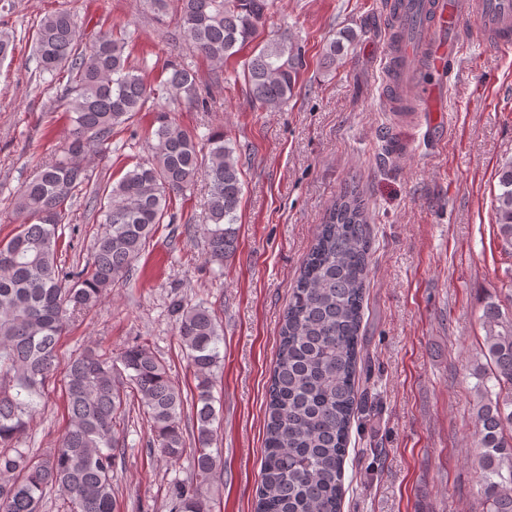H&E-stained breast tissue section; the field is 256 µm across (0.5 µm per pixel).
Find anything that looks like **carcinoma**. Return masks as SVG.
Returning <instances> with one entry per match:
<instances>
[{"instance_id": "carcinoma-1", "label": "carcinoma", "mask_w": 512, "mask_h": 512, "mask_svg": "<svg viewBox=\"0 0 512 512\" xmlns=\"http://www.w3.org/2000/svg\"><path fill=\"white\" fill-rule=\"evenodd\" d=\"M152 3L159 14L174 7L192 51L215 64L209 85L180 63L167 65V77L148 85L127 52L133 33L101 29L87 40L67 10L47 14L36 33L41 70L66 78L63 108L72 129L63 154L43 162L20 190L15 207L23 222L0 242V512H40L52 488L64 512H117L113 478L123 454L117 423L131 397L149 424L151 447L170 461L186 452L182 392L148 345H130L115 357L87 349L62 363L59 340L73 319L129 276L170 203L200 178L208 185L198 223L209 260L222 263L234 249L244 186L234 144L221 126L202 136L183 128L164 102L210 111L224 85V64L248 48L241 69L250 101L277 112L293 97L303 67L301 48L290 38L256 41L274 0ZM355 38L351 30L337 32L325 57L336 61ZM140 112L153 113L146 158L116 182L102 179L91 155L106 152L114 130ZM498 184L496 226L503 245L512 248V158L501 164ZM79 200L99 211L102 228L90 261L66 268L58 261L59 230ZM369 223L357 187L345 189L319 224L292 288L266 392L254 512H341L352 419L361 405ZM480 322V357L471 368L479 494L486 512H512V293L489 298ZM176 329L197 379V485L175 493L171 512H208L204 486L221 465L211 445L222 329L202 304L179 306ZM59 372L66 430L57 447L31 455L15 442Z\"/></svg>"}]
</instances>
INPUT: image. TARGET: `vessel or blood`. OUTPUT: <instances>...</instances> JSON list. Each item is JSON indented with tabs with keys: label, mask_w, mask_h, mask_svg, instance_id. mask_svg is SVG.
Returning <instances> with one entry per match:
<instances>
[{
	"label": "vessel or blood",
	"mask_w": 512,
	"mask_h": 512,
	"mask_svg": "<svg viewBox=\"0 0 512 512\" xmlns=\"http://www.w3.org/2000/svg\"><path fill=\"white\" fill-rule=\"evenodd\" d=\"M469 19L488 45L512 48V0H402L383 50L385 97L405 84L418 111H435L439 90L428 76L449 71L459 52L452 35Z\"/></svg>",
	"instance_id": "b4317fda"
}]
</instances>
